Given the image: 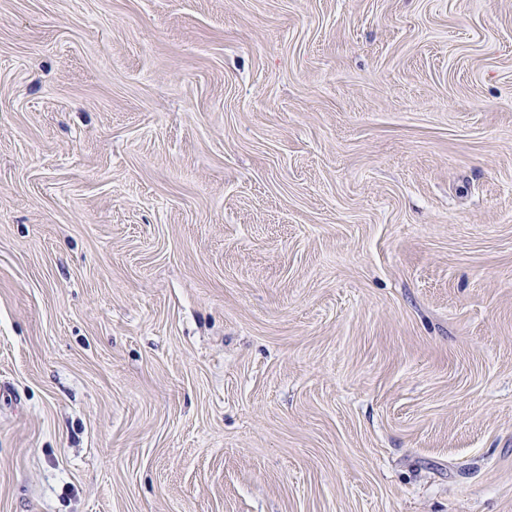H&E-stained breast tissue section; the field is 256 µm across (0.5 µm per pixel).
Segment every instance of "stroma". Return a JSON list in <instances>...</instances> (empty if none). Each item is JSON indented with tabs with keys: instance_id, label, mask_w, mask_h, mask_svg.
<instances>
[{
	"instance_id": "35a3bbf8",
	"label": "stroma",
	"mask_w": 512,
	"mask_h": 512,
	"mask_svg": "<svg viewBox=\"0 0 512 512\" xmlns=\"http://www.w3.org/2000/svg\"><path fill=\"white\" fill-rule=\"evenodd\" d=\"M0 512H512V0H0Z\"/></svg>"
}]
</instances>
